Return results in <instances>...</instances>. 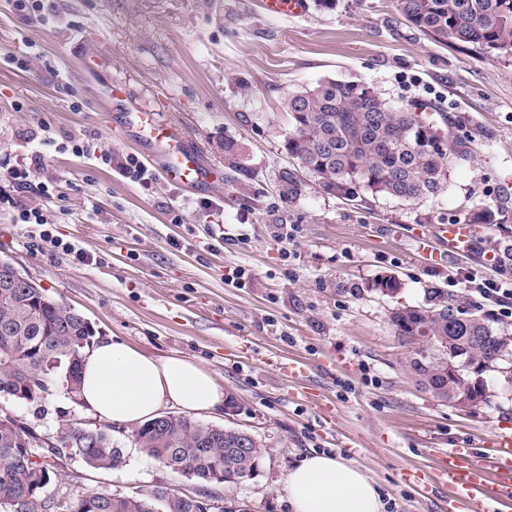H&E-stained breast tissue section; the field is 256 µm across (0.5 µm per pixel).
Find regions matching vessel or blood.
Here are the masks:
<instances>
[{"label": "vessel or blood", "mask_w": 512, "mask_h": 512, "mask_svg": "<svg viewBox=\"0 0 512 512\" xmlns=\"http://www.w3.org/2000/svg\"><path fill=\"white\" fill-rule=\"evenodd\" d=\"M135 138L152 147L149 160L164 180L186 187L215 183L216 175L174 124L157 113L134 110L124 115ZM476 231L472 224H444L440 236L459 251L467 250ZM429 481L448 492V512H506L512 507V432L477 438L466 448H442Z\"/></svg>", "instance_id": "vessel-or-blood-1"}]
</instances>
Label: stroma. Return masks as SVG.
I'll return each instance as SVG.
<instances>
[{"label":"stroma","instance_id":"obj_1","mask_svg":"<svg viewBox=\"0 0 512 512\" xmlns=\"http://www.w3.org/2000/svg\"><path fill=\"white\" fill-rule=\"evenodd\" d=\"M47 23L0 0V166L51 137L35 179H55L54 235L102 257L74 266L42 242L39 229L0 213V258L79 311L99 338H116L157 359H192L228 391L231 408L202 422L254 435L266 450L255 475L218 488L248 512H291L287 474L302 455L326 452L355 464L397 512H445L447 492L424 489L431 453L464 434L512 431V384L492 377L489 404L468 412L436 401L410 368L412 349L389 315L423 305L429 289H451L463 305L492 310L465 278L498 279L497 227L479 245L424 265L415 234L464 221L476 207L512 198V53L435 43L412 27L397 0H336L330 10L270 16L261 0H48ZM25 58L24 68L11 57ZM332 78L364 81L411 108L429 100L438 125L465 151L437 195L398 202L364 194L347 202L309 186L284 203L276 176L287 168L289 93ZM124 86L105 110L99 91ZM160 112L181 126L215 171L213 186L188 189L154 177L150 190L126 179L127 157L143 158L121 116ZM94 134L111 151L104 167L57 148L66 134ZM234 142L250 172L229 179L224 144ZM224 246L201 249L212 214ZM244 285L225 281L230 269ZM395 277L396 293L378 281ZM307 363L304 387L285 367ZM37 433L87 413L60 393L43 409L0 397ZM113 470L67 452L53 459L50 498L95 489L133 495L167 486L186 495L199 481L170 472L128 444Z\"/></svg>","mask_w":512,"mask_h":512}]
</instances>
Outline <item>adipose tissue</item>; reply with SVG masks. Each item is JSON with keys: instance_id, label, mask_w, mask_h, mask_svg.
I'll return each mask as SVG.
<instances>
[{"instance_id": "1", "label": "adipose tissue", "mask_w": 512, "mask_h": 512, "mask_svg": "<svg viewBox=\"0 0 512 512\" xmlns=\"http://www.w3.org/2000/svg\"><path fill=\"white\" fill-rule=\"evenodd\" d=\"M83 409L113 426L154 417L166 405L190 413L223 409L224 389L192 359H156L107 338L89 351L80 367ZM293 512H381L375 482L353 464L327 453L303 456L287 475Z\"/></svg>"}]
</instances>
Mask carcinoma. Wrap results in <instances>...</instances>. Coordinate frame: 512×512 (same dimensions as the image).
<instances>
[{"label":"carcinoma","mask_w":512,"mask_h":512,"mask_svg":"<svg viewBox=\"0 0 512 512\" xmlns=\"http://www.w3.org/2000/svg\"><path fill=\"white\" fill-rule=\"evenodd\" d=\"M407 21L431 39L475 45L487 52L512 51V0H397ZM291 129L284 148L294 160L278 174L281 200L295 203L305 192L307 176L326 193L353 200L362 192L400 201L438 194L449 168L431 151L433 135L406 137L415 111L392 104L369 85L323 79L314 87L288 95L285 103ZM226 168L244 177L249 170L242 153L224 143ZM512 214L509 199L480 206L465 223L504 231ZM499 273L512 276V235L498 243ZM397 335L413 345L411 369L419 384L439 401L471 394L487 404L492 397L489 375L512 368V331L495 326L487 315L449 301L434 288L428 303L403 307L390 316ZM86 318L47 294L37 282H3L0 274V395L37 406L57 390L77 404L79 365L93 345ZM454 353L457 374L443 378V360ZM128 439L171 472L204 484L234 483L254 475L264 444L239 449L241 430L215 428L191 417L167 415L130 431ZM67 448L78 452L93 469H116L124 463L110 425L83 426L61 421L53 435L39 437L13 419L0 416V506L13 512H203L198 494L182 496L154 486L136 496L91 490L77 498L43 496L50 475L46 458Z\"/></svg>","instance_id":"cac0c4a2"}]
</instances>
